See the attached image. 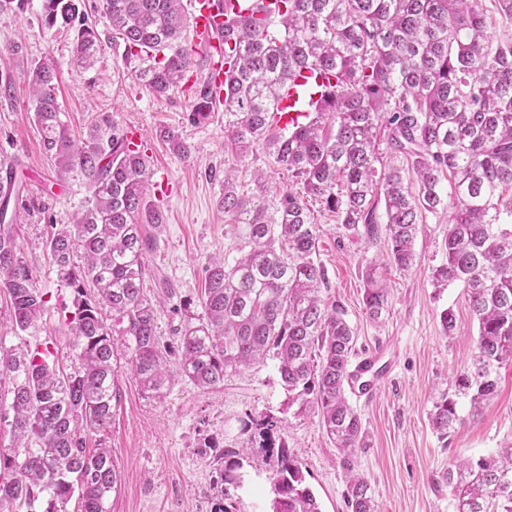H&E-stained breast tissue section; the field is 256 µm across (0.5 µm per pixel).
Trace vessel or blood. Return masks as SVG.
Instances as JSON below:
<instances>
[{
    "mask_svg": "<svg viewBox=\"0 0 512 512\" xmlns=\"http://www.w3.org/2000/svg\"><path fill=\"white\" fill-rule=\"evenodd\" d=\"M252 2L253 0H188L194 37L206 53V82L211 89L213 104L220 105L224 102V26L231 16L248 15ZM320 82V77L307 69L296 75L280 105V126L293 128L303 123L308 113L302 97Z\"/></svg>",
    "mask_w": 512,
    "mask_h": 512,
    "instance_id": "b4317fda",
    "label": "vessel or blood"
}]
</instances>
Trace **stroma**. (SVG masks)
<instances>
[{"instance_id":"35a3bbf8","label":"stroma","mask_w":512,"mask_h":512,"mask_svg":"<svg viewBox=\"0 0 512 512\" xmlns=\"http://www.w3.org/2000/svg\"><path fill=\"white\" fill-rule=\"evenodd\" d=\"M100 3L84 0L83 7L88 26L102 42L100 61L91 69L74 61L73 29L45 25L41 0H26L18 14H0V73L14 77L12 103H0V159L15 161L24 185L25 200L16 209L17 243L46 301L41 319L22 332L12 327L7 297L0 292V349L49 346L69 373L79 367L66 322L73 292L59 282L45 242L51 225L72 223L89 191L79 172L62 173L43 150L26 76L31 66L54 62L60 118L73 137H83L95 123L110 124L115 132L140 129L141 148L151 156L146 200L167 212L144 265L147 275L164 278L176 297H198L208 259L234 254L236 234L220 205L225 171H236L240 185L250 191L255 173L266 176L265 202L272 214L282 194L293 187L272 147L259 145L246 157L236 155L224 140L223 107H215L202 124H188L191 80L165 96L151 94L136 77L139 60L126 58L123 41ZM165 130L189 145L188 158L172 151L161 136ZM163 181L169 193L159 192ZM310 207L319 227L318 259L328 273L324 297L344 307L359 357L380 349L393 365L391 378L378 382L372 395L351 398L368 440L358 455L359 471L379 512H452L447 488L434 484L436 475L449 459L485 455L512 440V366L500 369L497 392L480 412L460 401L461 424L449 439L437 436L429 424L433 404L441 392L452 390L454 375L470 366L478 340L462 284L439 290L430 278L444 259L448 216L424 214L415 242L417 263L402 271L389 260L386 238L366 243L319 202ZM370 264L377 266L389 293V312L378 323L369 319L363 303L362 271ZM447 308L456 319L449 334L440 321ZM112 342L120 358V400L104 438L121 476L112 512H214L224 486L218 457L232 448L250 451L238 470L239 512H269L278 461L242 428L245 418L267 416L281 420L280 435L321 512H348L338 450L317 417L299 416L289 408L273 364L227 373L223 387L213 390L180 381L155 398L144 394L132 374L128 337L116 333Z\"/></svg>"}]
</instances>
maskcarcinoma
<instances>
[{"instance_id":"obj_1","label":"carcinoma","mask_w":512,"mask_h":512,"mask_svg":"<svg viewBox=\"0 0 512 512\" xmlns=\"http://www.w3.org/2000/svg\"><path fill=\"white\" fill-rule=\"evenodd\" d=\"M80 0H42L49 27H78L73 56L82 67L100 55L99 34L85 25ZM267 17L250 15L224 33V140L245 157L269 144L299 190L281 196L270 217L260 192L249 193L224 174L220 205L235 222L242 256L211 261L198 302L176 328L179 354L163 341L157 309L145 285L143 224L167 223L159 206L147 207V165L139 148L95 124L77 142L59 117L58 74L51 62L27 72L34 120L44 149L77 170L90 196L74 223L51 225L47 243L57 276L74 293L73 350L81 370L64 374L54 353L0 352V376L12 386V427L34 450L0 452V512H111L120 475L110 449L87 437L111 428L117 399V356L111 336L129 337V363L141 389L156 397L177 381L200 389L224 385V375L272 359L297 413H310L342 455L349 512H378L369 483L358 471L365 429L347 388L356 341L344 308L328 303L318 261V227L308 200L337 214L343 227L373 242L379 236L376 201L383 197L389 259L407 271L425 213L448 212L445 261L432 270L437 288L461 283L478 323L472 366L455 376L456 392L480 410L495 394L498 369L512 366V41L485 42L478 0H279ZM102 11L124 43L125 55L143 59L138 80L165 95L184 80L192 53L180 44L190 19L182 0H102ZM309 69L328 82L310 103L314 115L287 134L274 132L279 104L297 72ZM212 110L209 91L194 93L187 121L197 125ZM410 162L417 189L403 169ZM448 179L450 192L441 183ZM10 161H0V290L11 322L25 331L45 309L8 215L22 196ZM364 304L379 322L388 290L377 268L366 267ZM96 299L86 298L87 289ZM455 398L434 402L430 424L445 439L460 423ZM262 447L279 462L271 512H320L317 498L278 434L281 423L249 417ZM223 451L224 502L214 512H237L239 456ZM436 483L448 487L453 512H512V443L477 458L450 459Z\"/></svg>"}]
</instances>
